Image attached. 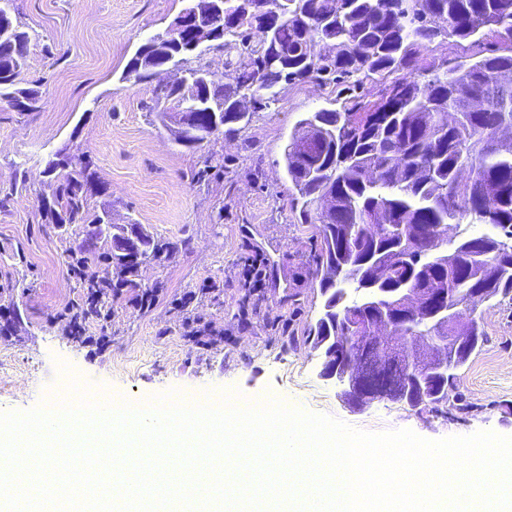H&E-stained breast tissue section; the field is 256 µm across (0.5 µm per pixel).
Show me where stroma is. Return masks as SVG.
I'll return each mask as SVG.
<instances>
[{
    "instance_id": "1",
    "label": "stroma",
    "mask_w": 512,
    "mask_h": 512,
    "mask_svg": "<svg viewBox=\"0 0 512 512\" xmlns=\"http://www.w3.org/2000/svg\"><path fill=\"white\" fill-rule=\"evenodd\" d=\"M29 34L22 83L38 82L40 106H0V297L18 304L22 320L0 339V412L23 413L55 398L59 381L76 379L92 393L156 398L202 393L277 398L373 433L402 429L436 441L492 431L512 436V294L479 304L474 317L486 341L457 372L463 409L413 410L382 400L352 410L333 381L320 375L319 351L306 340L322 298L310 284L318 247L314 225L301 221L283 150L306 113L335 109L353 97L333 82L285 84L270 109L254 115L233 141L177 144L155 113L151 87L122 80L143 39L164 31L182 0H15ZM436 38L418 65L486 55ZM90 154L106 188L94 204L112 203V221L143 224L177 250L140 272L157 290L140 308L131 294L112 300L108 344L71 339L65 311L82 293L65 263L69 241L46 224V161L62 147ZM224 170L197 173L209 151ZM260 257L262 288L245 287L241 260ZM222 336L214 348L195 344L186 317Z\"/></svg>"
}]
</instances>
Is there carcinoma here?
Wrapping results in <instances>:
<instances>
[{"label":"carcinoma","mask_w":512,"mask_h":512,"mask_svg":"<svg viewBox=\"0 0 512 512\" xmlns=\"http://www.w3.org/2000/svg\"><path fill=\"white\" fill-rule=\"evenodd\" d=\"M13 0H0V100L19 112L38 109V85L21 86L29 35L13 23ZM277 14L254 19L247 0H224V13L210 12V0H187L183 11L216 31L206 45L193 47L191 29L181 55L169 54L164 34L147 37L124 69L125 77L152 79V70L172 65L181 79L152 89V101L186 100L188 117L207 127L219 117V134L233 138L253 114L277 101L285 82L363 81L407 69L409 73L380 90L378 99L356 100L338 109H320L302 119L284 149L288 178L303 200L302 222L315 224L320 238L313 274L323 297L322 313L307 338L313 348L336 353L343 367H354L391 388L413 385L408 366L384 362L376 340L355 339L350 325L388 322L395 338L408 334L446 336L448 326L416 322L398 302L402 288H437V307L457 317V333L469 336L475 319L467 296L485 289L484 300L512 293V142L499 145L493 135L512 126V83L495 75L512 74V0H276ZM444 35L476 45L495 41L491 54L474 63H456L422 81L410 73L422 52ZM224 54V79H204L207 54ZM195 65H189V60ZM254 100L251 112H238L235 100ZM158 117L174 140L198 147L184 134L172 112ZM307 145L305 155L294 151ZM44 174L51 199L43 200L46 220L60 233L73 231L66 264L83 288L68 309L70 333L89 341L85 327H107L112 297L127 291L140 308L154 294L141 290L140 265L159 261L176 249L140 224L107 227L108 203L91 206L104 192L95 179L92 158L84 153L52 154ZM465 215L493 229L491 234L448 240V226ZM452 244L446 248V244ZM105 264L113 278L94 281L88 268ZM8 317L0 336L11 335L18 306H5ZM465 340L448 350L452 371L429 389L438 404L457 409L456 374L484 344Z\"/></svg>","instance_id":"cac0c4a2"}]
</instances>
